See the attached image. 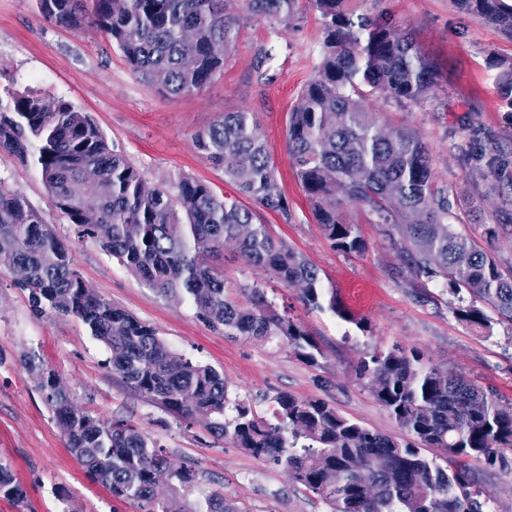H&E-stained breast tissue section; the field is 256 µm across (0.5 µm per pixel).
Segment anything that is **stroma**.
I'll use <instances>...</instances> for the list:
<instances>
[{
	"mask_svg": "<svg viewBox=\"0 0 512 512\" xmlns=\"http://www.w3.org/2000/svg\"><path fill=\"white\" fill-rule=\"evenodd\" d=\"M354 15L392 16L411 31L436 66L435 86L423 106L399 104L384 94L369 97L377 129H400L430 149L434 186L456 201L457 231L482 242L502 266L512 265V235L487 240L488 224L512 222L489 176L467 168L458 151L471 136L489 135L497 149L512 153V109L502 105L490 61L512 66V38L458 10L452 0H347ZM240 21L224 69L197 94L168 97L159 85L135 74L115 44L94 28L74 31L45 20L36 0H0V87L35 88L88 113L114 146L157 186L185 174L216 193L254 210L294 252L319 270L324 287L351 314L310 310L298 288L284 286L249 265L234 245L224 248V282L232 295L259 285L269 302L300 319L323 355L317 364L299 359L287 345L240 337L227 339L196 316L184 300L150 288L116 258L75 229L57 209L37 168L0 152V179L22 192L68 246L74 267L89 288L156 328L175 353L215 367L231 400H244L265 416L273 397L286 392L320 398L344 416L388 435L401 430L358 375L362 358L393 345L421 349L448 371L464 375L505 403H512V333L494 325L485 333L452 312L456 297L433 284L397 276L400 264L383 226L368 211L352 208L367 248L337 251L316 224L288 156V119L322 57L323 30L315 0H296L292 23L250 17L236 0ZM251 113L276 178L288 199L287 214L256 207L224 180L196 147L194 136L227 112ZM36 352L56 372L74 402L104 418H124L157 440L170 459L194 467L197 480L183 497L197 502L222 491L246 512H329L319 496L289 478L279 466L258 460L204 425L185 428L172 414L130 389L106 367L108 351L82 324L52 313L36 315L28 294L0 267V461L8 463L27 498L0 496V512H134L91 480L66 447L21 357ZM489 512H512V450L497 459L464 461Z\"/></svg>",
	"mask_w": 512,
	"mask_h": 512,
	"instance_id": "1",
	"label": "stroma"
}]
</instances>
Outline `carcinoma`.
<instances>
[{
  "instance_id": "1",
  "label": "carcinoma",
  "mask_w": 512,
  "mask_h": 512,
  "mask_svg": "<svg viewBox=\"0 0 512 512\" xmlns=\"http://www.w3.org/2000/svg\"><path fill=\"white\" fill-rule=\"evenodd\" d=\"M235 0H37L42 17L80 30L93 25L123 52L132 69L169 96L199 93L224 67L239 18ZM254 18L288 23L295 0H247ZM344 0H316L322 16L323 55L317 74L303 88L288 122V154L316 223L332 246L362 253L360 225L351 206L368 208L372 223L388 227L398 252V273L440 283L460 305L466 323L491 331L492 322L512 330V268L504 269L475 240L455 231L452 203L433 187L429 148L412 134L375 127L364 105L384 92L398 102L421 105L435 84V68L413 33L393 19L353 18ZM460 9L512 35V4L506 0H456ZM497 92L512 109V68L495 77ZM0 149L19 162H33L56 207L77 229L153 288L184 296L196 316L224 336L278 340L315 365L317 344L297 318L268 304L258 285L243 288L249 302L233 300L223 268L215 262L233 244L252 266L286 287L298 286L308 308L328 309L352 320L325 295L318 270L252 210L217 194L187 175L149 188L142 174L111 148L93 120L62 98L47 99L28 88L3 89ZM201 152L224 168L225 181L270 211L288 214L263 138L251 113L226 112L195 136ZM465 164L490 170V190L512 208L501 174L512 164L493 154L482 138L460 146ZM0 265L25 277L37 314L77 319L110 353L107 365L130 388L185 423L230 440L257 459L283 467L317 494L330 512H485L483 492L471 489L464 467L445 468L421 453L437 448L456 459L512 449V404H503L462 375L448 372L417 348L398 344L361 362L373 397L404 432L370 430L327 402L280 393L270 422L246 402L229 404L224 376L178 355L156 329L89 288L73 267L69 248L44 223L21 192L0 180ZM471 296L465 301L462 292ZM43 377L39 391L66 444L88 474L112 498L136 512H242L213 491L193 506L176 495L196 481L191 467L176 465L136 424L112 421L77 406L70 394L49 385L52 370L24 357ZM166 473L174 495L160 500L156 475ZM0 495L26 498L8 464L0 462Z\"/></svg>"
}]
</instances>
